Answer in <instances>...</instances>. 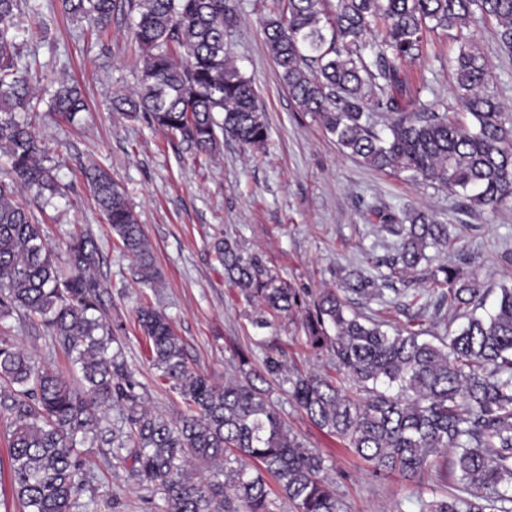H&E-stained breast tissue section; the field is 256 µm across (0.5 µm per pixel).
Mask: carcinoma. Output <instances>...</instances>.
I'll use <instances>...</instances> for the list:
<instances>
[{"label":"carcinoma","mask_w":512,"mask_h":512,"mask_svg":"<svg viewBox=\"0 0 512 512\" xmlns=\"http://www.w3.org/2000/svg\"><path fill=\"white\" fill-rule=\"evenodd\" d=\"M31 0H0V320L37 319L80 374L72 386L10 338H0V421L10 432L11 497L22 512H73L88 484L78 452L102 441L129 477L160 495L161 512H347L323 457L286 426L265 385L276 379L308 419L352 450L375 476L422 486L447 467L458 493L420 500L421 512H512V286H502L486 315L474 274L442 264L431 287L411 294L468 309L448 336L422 338L351 308L372 300L396 277L432 261L428 250L454 246L448 225L410 205L371 210L375 231L391 239L374 272L350 270L335 288L306 299L228 239L214 243L225 280L255 309L259 329L298 313L304 343L329 355L335 374L288 367L283 353L233 354L237 378L218 384L191 366L168 318L142 304L136 321L151 362L187 406L169 421L136 391L104 286L92 271L101 252L88 231L72 234L61 266L30 204L58 193L33 123L37 69L25 60L17 15ZM65 14L103 35L117 0H61ZM132 42L140 51L136 89L112 99V112L143 117L212 157L229 137L249 150L269 139L252 83L232 61L225 38L237 22L234 0H128ZM494 23L512 56V0H272L263 18L266 46L299 111L317 118L342 152L369 167L429 182L497 210L512 201V117L487 92L484 55L464 30ZM453 31L449 59L462 111L437 112L420 100L412 67L425 60L429 33ZM49 111L71 122L86 110L81 87L58 82ZM380 112L378 128L366 108ZM83 176L131 262L138 283L155 288L160 272L125 190L91 165ZM120 408L123 427L104 426ZM209 468L194 477L195 464Z\"/></svg>","instance_id":"carcinoma-1"}]
</instances>
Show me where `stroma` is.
<instances>
[{
  "instance_id": "obj_1",
  "label": "stroma",
  "mask_w": 512,
  "mask_h": 512,
  "mask_svg": "<svg viewBox=\"0 0 512 512\" xmlns=\"http://www.w3.org/2000/svg\"><path fill=\"white\" fill-rule=\"evenodd\" d=\"M235 4L238 21L227 44L257 92L270 140L265 150L251 152L228 139L215 158L198 154L180 137L144 119L112 114L113 94L136 84L139 55L128 36L127 5L114 12L109 30L100 37L87 32L85 23L66 18L59 0H36L37 13L19 18L21 28L46 32L41 44L27 48L44 75L53 82L79 81L88 101L87 111L74 122L47 116L36 123L61 193L47 206H33V220L42 225L59 257L74 227L93 234L103 255L95 274L106 289L112 314L123 321L120 339L138 391L153 412L170 420L184 414L186 406L149 360L135 316L142 302L167 316L192 366L217 383L235 377L232 355L239 348L253 349L259 357L265 346L273 345L299 369L331 370L327 354L304 345L299 323L252 326L251 307L225 282L215 259L218 237L236 240L243 252L260 255L267 267L312 297L335 287L339 273L367 268L368 258L387 253V242L374 234L368 218L370 205L410 203L447 223L456 250L442 255V262L455 264L460 256H472L473 272L483 287L512 285V265L501 260L502 252L512 251V201L495 212L462 213L457 197L447 191L371 169L341 152L317 120L298 111L280 80L265 45L257 0ZM473 31L491 69L489 89L504 111L512 113V57L500 52L493 24H477ZM431 42L433 59L416 65L411 78L421 87L424 102L440 112L458 111L448 66L456 44L442 31L432 33ZM92 164L126 190L161 272L158 287L138 285L129 260L115 249L110 226L82 174ZM429 282V268L419 266L398 291H386L384 302L359 300L355 308L394 328L416 322L431 334L447 335L449 326L463 323L453 309L431 305L420 310L407 304L408 295ZM0 333L36 360L69 370L65 353L36 320L8 319L0 322ZM271 398L288 427L325 457L348 512H419L420 500L454 492L451 474L433 477L426 488L398 477H371L358 456L289 403L281 388H273ZM82 455L91 476L89 496L110 501L111 512H160V498L131 481L127 469L107 459L103 449L86 447Z\"/></svg>"
}]
</instances>
